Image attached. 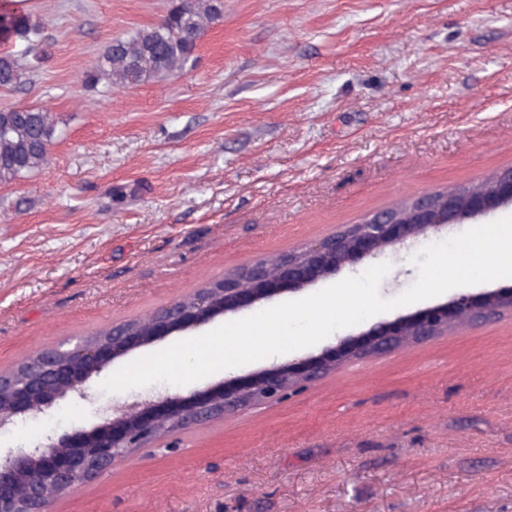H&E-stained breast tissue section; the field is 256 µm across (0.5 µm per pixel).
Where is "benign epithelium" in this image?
<instances>
[{
	"label": "benign epithelium",
	"instance_id": "benign-epithelium-1",
	"mask_svg": "<svg viewBox=\"0 0 512 512\" xmlns=\"http://www.w3.org/2000/svg\"><path fill=\"white\" fill-rule=\"evenodd\" d=\"M512 206V170H502L487 189L441 200L420 195L401 213L379 212L360 224L226 273L210 288L159 309L147 331L125 323L112 325V336L77 341L63 339L33 357L10 377L5 394L9 409L0 412V431L51 408L67 397H88L87 382L127 354L174 332L199 327L229 312L252 308L278 295L313 284L345 266H355L388 248L454 224H465L499 208ZM464 310L473 323L512 312V287L478 295L461 293L453 300L419 310L341 339L336 346L156 403L133 402L89 428L60 435L47 433L28 448L0 451V512H52L53 503L77 485L91 481L140 448L173 432L195 428L270 401L297 395L324 375L347 364L411 347L448 333ZM33 471L39 479L21 490L20 479Z\"/></svg>",
	"mask_w": 512,
	"mask_h": 512
}]
</instances>
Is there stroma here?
Here are the masks:
<instances>
[{"mask_svg":"<svg viewBox=\"0 0 512 512\" xmlns=\"http://www.w3.org/2000/svg\"><path fill=\"white\" fill-rule=\"evenodd\" d=\"M170 0H18L46 58L0 109L59 135L0 184V371L143 320L224 274L424 193L512 168V0H224L192 65L102 93L84 74ZM464 225L387 250L380 294ZM339 329L184 386L107 392L0 433L29 446L98 410L186 395L335 345ZM53 512H512V314L349 364L301 395L172 433Z\"/></svg>","mask_w":512,"mask_h":512,"instance_id":"1","label":"stroma"}]
</instances>
